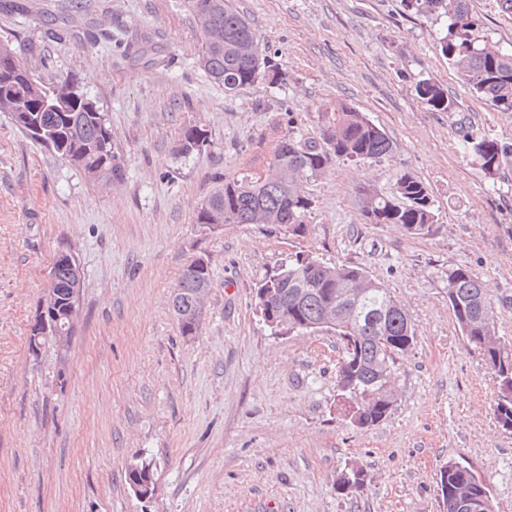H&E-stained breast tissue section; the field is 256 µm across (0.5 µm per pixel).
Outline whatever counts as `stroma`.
<instances>
[{
  "instance_id": "stroma-1",
  "label": "stroma",
  "mask_w": 512,
  "mask_h": 512,
  "mask_svg": "<svg viewBox=\"0 0 512 512\" xmlns=\"http://www.w3.org/2000/svg\"><path fill=\"white\" fill-rule=\"evenodd\" d=\"M288 73L225 92L198 67L183 0H0V41L45 83L77 79L107 114L121 175L90 184L0 112V512H443L436 475L474 467L495 512H512V429L499 388L448 305V270L477 273L512 349V163L484 173L469 134L512 143V112L473 97L438 48L433 16L402 0H232ZM488 45L512 48V14L469 0ZM429 77L454 106L429 110ZM345 99L383 128L389 156L337 162L303 183L307 231L197 223L226 178L266 169L290 127L316 135L323 105ZM207 144L178 152L184 127ZM431 190L428 235L366 223L356 191L389 195L399 174ZM83 277L58 382L53 345L28 350L59 251ZM298 255L357 265L389 288L416 339L397 359L389 417L359 428L336 386L342 345L330 331L275 336L256 312L266 274ZM211 269L199 333L182 335L171 293L183 266ZM154 463L140 500L127 471ZM363 468L365 486L336 480Z\"/></svg>"
}]
</instances>
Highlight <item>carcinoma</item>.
Wrapping results in <instances>:
<instances>
[{
  "label": "carcinoma",
  "instance_id": "carcinoma-1",
  "mask_svg": "<svg viewBox=\"0 0 512 512\" xmlns=\"http://www.w3.org/2000/svg\"><path fill=\"white\" fill-rule=\"evenodd\" d=\"M194 17L204 14L207 22L198 25L201 38L199 63L202 69L224 91L234 93L259 81L283 86L288 73L271 63L268 47L257 30L229 0H184ZM407 7L418 13H430L442 25L441 53L453 66L471 94L485 100L499 112H512V52L493 50L475 35L477 23L469 9V0H407ZM219 33L221 39L213 37ZM255 44L263 53L262 68L241 53L245 45ZM9 71V81L0 82V112H9L12 123L31 139L51 149L70 165L86 170L105 166L113 176L120 175L112 147V130L107 114L100 107L88 108L83 99L88 94L74 79L55 84L30 80L32 72L10 53L0 55V71ZM416 96L430 109L447 112L453 102L448 91L431 78L423 77L414 86ZM29 97L28 112L14 111L15 98ZM207 142L206 133L197 126L184 128L180 151L189 154L200 150L198 142ZM465 149L478 160L489 176L497 175L512 158V144L496 139L463 137ZM393 143L387 133L366 114L351 104L340 101L322 110L319 135L307 137L293 128L280 141L268 167L288 164L290 175L283 182L271 175L261 184L247 176L232 178L216 188L196 216L198 224H253L255 215L264 211L274 223L294 233L306 231V215L312 200L297 195L299 184L322 175L337 161H376L388 155ZM362 216L369 224H400L408 233L419 236L430 232L436 222L434 201L429 187L409 173L396 179L395 192L385 195L369 187L357 190ZM71 253L55 260L50 276L56 284L57 301L66 305L72 288L81 280L79 265L70 260ZM336 281L327 276L324 263L306 256L282 265L261 281L259 288L288 276L279 295L257 294L256 307L262 312L288 317L315 331L329 308V294L345 284L366 283L360 298L353 303L336 302V327L333 331L343 344L344 355L337 373L347 375L346 389L338 396L346 409L362 408L360 427H370L387 418L393 411L397 395L396 355L407 342L415 340V332L406 312L392 307L394 297L381 282L364 269L337 265ZM211 284L209 262L197 258L187 264L179 276L173 307L182 318L181 332L192 335L193 295L202 284ZM448 304L463 335L480 353L487 369L499 386L495 414L502 425L512 423V369L503 357L482 345V337L494 335L495 313L480 277L463 268L448 269ZM448 477H440L439 491L444 512H461L454 491L467 484L486 499L482 512H494L489 485L475 471L456 461L446 464ZM365 479L350 469L341 474L336 488L341 494L360 490Z\"/></svg>",
  "mask_w": 512,
  "mask_h": 512
}]
</instances>
